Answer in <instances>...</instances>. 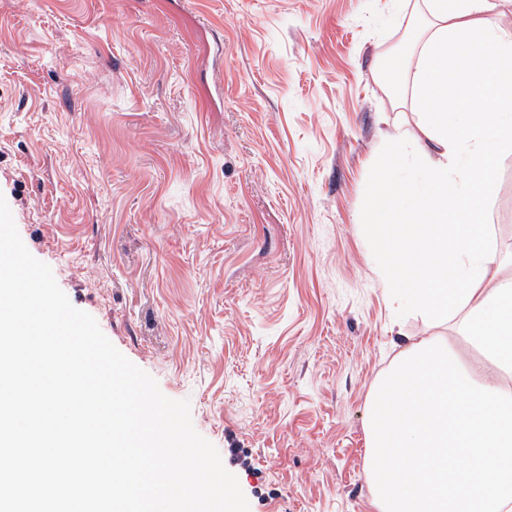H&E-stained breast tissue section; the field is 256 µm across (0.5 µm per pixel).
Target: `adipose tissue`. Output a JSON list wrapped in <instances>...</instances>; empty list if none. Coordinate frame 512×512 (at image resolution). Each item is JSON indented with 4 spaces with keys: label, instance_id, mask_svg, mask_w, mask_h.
I'll list each match as a JSON object with an SVG mask.
<instances>
[{
    "label": "adipose tissue",
    "instance_id": "ef3b65f1",
    "mask_svg": "<svg viewBox=\"0 0 512 512\" xmlns=\"http://www.w3.org/2000/svg\"><path fill=\"white\" fill-rule=\"evenodd\" d=\"M497 0H406V36L374 79L416 116L387 146L420 171L397 186L417 221L399 227L390 201L367 224L405 239L374 272L395 316L448 322L474 350L464 360L436 336L403 337L367 400L366 470L375 512H512V276L501 273L483 202L493 160L512 153V34Z\"/></svg>",
    "mask_w": 512,
    "mask_h": 512
}]
</instances>
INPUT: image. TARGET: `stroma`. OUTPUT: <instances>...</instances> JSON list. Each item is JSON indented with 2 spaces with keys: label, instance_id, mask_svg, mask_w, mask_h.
Listing matches in <instances>:
<instances>
[{
  "label": "stroma",
  "instance_id": "35a3bbf8",
  "mask_svg": "<svg viewBox=\"0 0 512 512\" xmlns=\"http://www.w3.org/2000/svg\"><path fill=\"white\" fill-rule=\"evenodd\" d=\"M398 0H0V194L70 302L189 400L250 512H373L394 354L370 206ZM512 260V154L484 203Z\"/></svg>",
  "mask_w": 512,
  "mask_h": 512
}]
</instances>
